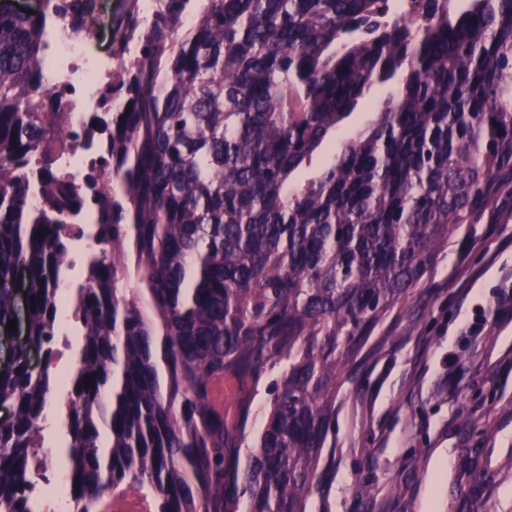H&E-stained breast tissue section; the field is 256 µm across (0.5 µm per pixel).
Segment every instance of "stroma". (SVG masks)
I'll return each mask as SVG.
<instances>
[{
	"label": "stroma",
	"mask_w": 512,
	"mask_h": 512,
	"mask_svg": "<svg viewBox=\"0 0 512 512\" xmlns=\"http://www.w3.org/2000/svg\"><path fill=\"white\" fill-rule=\"evenodd\" d=\"M512 208L448 238L421 288L386 316L336 397L308 512H512ZM478 323V337L465 327ZM485 424L470 432L466 419ZM499 468L482 494L462 449Z\"/></svg>",
	"instance_id": "obj_1"
}]
</instances>
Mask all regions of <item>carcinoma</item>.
<instances>
[{
	"instance_id": "carcinoma-1",
	"label": "carcinoma",
	"mask_w": 512,
	"mask_h": 512,
	"mask_svg": "<svg viewBox=\"0 0 512 512\" xmlns=\"http://www.w3.org/2000/svg\"><path fill=\"white\" fill-rule=\"evenodd\" d=\"M189 2L160 0L149 25L126 12L121 76L97 102L109 119L79 127L45 84L46 29L69 14L89 35L97 0L0 5V512H30L83 187L97 249L67 408L82 512L131 489L147 512H307L336 392L379 321L450 234L512 205V0H428L417 20L389 0H207L187 25ZM395 77L308 176L365 88ZM95 123L106 150L79 184L55 163ZM226 377L231 417L214 398Z\"/></svg>"
}]
</instances>
